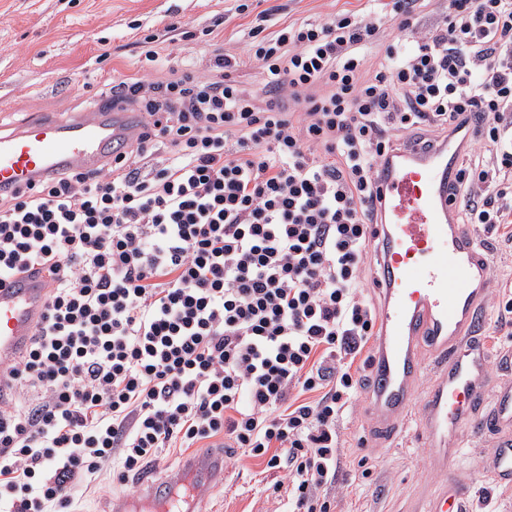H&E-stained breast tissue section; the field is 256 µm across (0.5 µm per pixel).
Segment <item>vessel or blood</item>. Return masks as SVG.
I'll use <instances>...</instances> for the list:
<instances>
[{
  "instance_id": "b4317fda",
  "label": "vessel or blood",
  "mask_w": 512,
  "mask_h": 512,
  "mask_svg": "<svg viewBox=\"0 0 512 512\" xmlns=\"http://www.w3.org/2000/svg\"><path fill=\"white\" fill-rule=\"evenodd\" d=\"M139 118L118 104L105 112L80 113L68 122L36 118L0 133V190L25 186L55 170L96 167L127 139ZM455 172V157L441 154L431 160L407 154L390 165L381 188L386 221L377 232L385 259L377 280L386 299L369 367L379 433H395L416 403L420 345H427L438 369L419 402V426L440 479L415 512H473L466 486L449 469L461 454L458 431L468 423L481 422L497 434L490 472L499 485H512V383L488 388L487 354L475 335L490 259L468 232L450 221ZM45 304L40 272L0 283V365L12 362L29 344ZM223 467L214 455L188 461L183 474L190 493L209 488ZM174 499V484L158 482L151 485L147 501L155 512H170Z\"/></svg>"
}]
</instances>
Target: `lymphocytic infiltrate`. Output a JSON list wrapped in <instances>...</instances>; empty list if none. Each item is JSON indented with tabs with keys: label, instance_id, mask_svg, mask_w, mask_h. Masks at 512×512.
I'll return each mask as SVG.
<instances>
[{
	"label": "lymphocytic infiltrate",
	"instance_id": "1",
	"mask_svg": "<svg viewBox=\"0 0 512 512\" xmlns=\"http://www.w3.org/2000/svg\"><path fill=\"white\" fill-rule=\"evenodd\" d=\"M424 9L255 26L200 75L126 79L112 98L142 117L122 150L0 193V280L47 277L0 367V512H70L103 470L124 483L217 437L281 473L290 512H331L390 162L454 145L458 223L512 220V0ZM249 63L264 93L234 78Z\"/></svg>",
	"mask_w": 512,
	"mask_h": 512
}]
</instances>
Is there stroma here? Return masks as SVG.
Returning <instances> with one entry per match:
<instances>
[{
  "instance_id": "1",
  "label": "stroma",
  "mask_w": 512,
  "mask_h": 512,
  "mask_svg": "<svg viewBox=\"0 0 512 512\" xmlns=\"http://www.w3.org/2000/svg\"><path fill=\"white\" fill-rule=\"evenodd\" d=\"M235 0H0V130L11 131L36 117L68 120L96 109L110 89L142 70L138 43L156 39L159 69L199 67L213 46H241L253 18L234 14ZM364 0H262L271 12L269 30L285 21L318 22L339 9H360ZM229 16L223 30L209 34L217 13ZM194 39H187V32ZM467 232L493 254L499 278L512 279V237L470 224ZM488 354L489 387L512 379V363L502 360L512 350V324L496 328L498 290L490 288L481 308ZM437 374L431 357L414 385L416 398L399 432L389 440L373 435L368 389H361L342 419L348 485L330 492L335 512H409L411 505L433 487L436 471L432 452L419 430V404ZM458 439L457 461L476 512H512V487L496 485L488 467L496 439L487 431L466 425ZM194 448L165 452L159 466H147L127 484L111 476L89 487H79L75 512H113L119 500L141 497L147 481L178 472L197 456ZM278 473L265 471L256 459L243 457L224 468V479L203 494L198 512H286L285 492H273Z\"/></svg>"
}]
</instances>
